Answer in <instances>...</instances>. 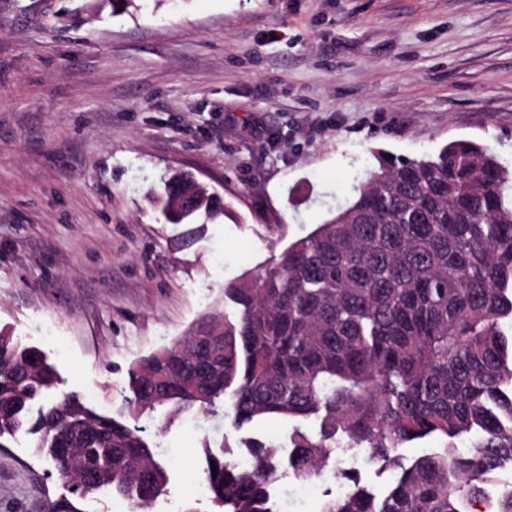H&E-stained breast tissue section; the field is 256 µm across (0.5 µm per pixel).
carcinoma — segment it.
I'll return each instance as SVG.
<instances>
[{"label":"carcinoma","mask_w":512,"mask_h":512,"mask_svg":"<svg viewBox=\"0 0 512 512\" xmlns=\"http://www.w3.org/2000/svg\"><path fill=\"white\" fill-rule=\"evenodd\" d=\"M378 162L275 266L224 288L236 321L208 314L132 364L127 403L168 419L221 403L238 426L283 420L289 464L306 482L323 477L339 436L395 473L378 498L356 470L333 467L348 491L323 512H470L512 466V164L467 140ZM157 201L168 224L225 211L188 173L164 180ZM58 382L42 350L0 333V448L38 434L82 495L111 488L145 509L164 492L166 465L137 427L79 395L43 402ZM428 437L444 439V451L398 453ZM204 453L224 512H275L278 446L249 440L238 460Z\"/></svg>","instance_id":"obj_1"}]
</instances>
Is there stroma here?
<instances>
[{
    "mask_svg": "<svg viewBox=\"0 0 512 512\" xmlns=\"http://www.w3.org/2000/svg\"><path fill=\"white\" fill-rule=\"evenodd\" d=\"M472 140L512 159V0H0V331L77 394L138 427L168 468L148 512H222L205 445L287 448L288 426L192 410L129 414V366L225 285L330 219L377 157ZM191 173L226 216L165 223L161 179ZM289 464L275 500L322 512ZM128 512L74 498L26 435L0 448V512Z\"/></svg>",
    "mask_w": 512,
    "mask_h": 512,
    "instance_id": "stroma-1",
    "label": "stroma"
}]
</instances>
